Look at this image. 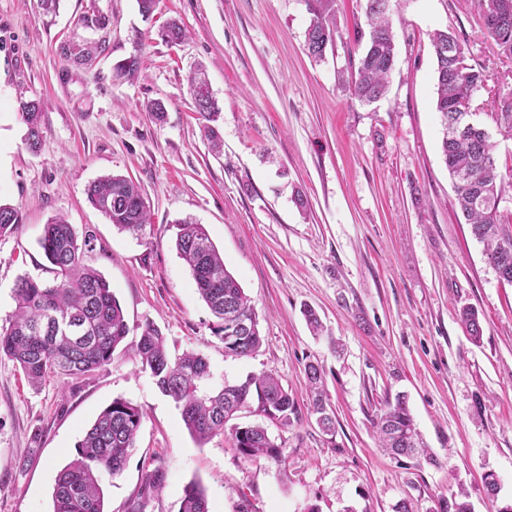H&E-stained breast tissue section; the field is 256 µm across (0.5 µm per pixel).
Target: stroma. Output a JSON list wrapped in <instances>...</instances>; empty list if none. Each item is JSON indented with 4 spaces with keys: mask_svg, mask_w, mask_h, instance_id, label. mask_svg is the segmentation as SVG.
<instances>
[{
    "mask_svg": "<svg viewBox=\"0 0 512 512\" xmlns=\"http://www.w3.org/2000/svg\"><path fill=\"white\" fill-rule=\"evenodd\" d=\"M367 0H336L334 46L324 60L304 47L305 0H0V202L19 230L0 238V323L15 308L19 276L49 281L39 246L44 224L64 216L92 229L87 257L109 282L130 332L111 364L80 380L31 386L0 358V512H50L58 472L85 430L114 399L144 413L119 478L102 475L107 512H127L145 473L163 466L165 486L144 512H180L198 483L209 512H435L439 497L466 491L473 512H512V284L488 265L459 217L440 149L430 36L453 31L468 64L485 66L476 120L512 185V132L496 122L512 98V60L498 57L477 0H389L396 64L386 94L366 106L350 75L368 32ZM98 13L107 25L85 26ZM187 37H158L169 20ZM95 46L84 65L63 44ZM131 81L113 67L133 53ZM206 70L218 101L222 154L210 149L187 77ZM43 104L39 151L25 144L20 99ZM165 106L163 120L149 102ZM123 174L151 209L145 237L119 231L87 201L89 182ZM303 194L306 209L295 204ZM204 225L250 298L264 338L249 357L228 355L175 247L176 226ZM323 323L313 335L302 310ZM478 310L472 341L459 320ZM155 324L171 356L206 358L211 386L273 372L299 418L264 416L283 458L246 461L229 434L197 444L175 402L141 370L133 349ZM322 366L336 433L310 413L307 362ZM405 395L427 455L393 458L376 423L386 400ZM500 491L488 499L485 474Z\"/></svg>",
    "mask_w": 512,
    "mask_h": 512,
    "instance_id": "35a3bbf8",
    "label": "stroma"
}]
</instances>
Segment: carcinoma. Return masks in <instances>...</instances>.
Listing matches in <instances>:
<instances>
[{"label":"carcinoma","instance_id":"carcinoma-1","mask_svg":"<svg viewBox=\"0 0 512 512\" xmlns=\"http://www.w3.org/2000/svg\"><path fill=\"white\" fill-rule=\"evenodd\" d=\"M388 0H369L368 44L359 57L351 80L352 95L370 104L383 96L395 62L394 35L387 17ZM508 0H478L482 26L496 43L498 54L512 59V6ZM335 0H306L313 20L305 33V50L315 60L325 58L333 47ZM167 44L186 37L176 20L158 32ZM437 66L436 108L443 126L442 156L453 180L460 211L469 224L472 237L484 246L489 266L499 279L512 283V214L500 211L506 191L493 156L488 130L473 120V113L460 112L463 104L485 86L488 74L481 66L466 63L464 48L455 34L436 31L430 36ZM141 56L133 54L118 62L114 74L130 78L140 70ZM188 83L196 111L204 121L205 137L212 151H221L217 121L218 104L205 74L196 71ZM27 144L36 150L43 129L38 101L22 103ZM87 199L111 224L122 231L142 236L151 224V215L141 192L132 179L108 175L89 184ZM21 224L19 211L0 204V238L15 233ZM95 235L89 229L78 234L63 217L44 225L39 245L52 265L55 278L45 283L21 276L14 287L16 308L8 325L0 327V357L11 360L28 382L37 387L51 375L79 379L110 364L114 353L129 334L123 309L105 278L85 263L93 250ZM176 249L188 264L195 286L212 315L214 328L224 348L237 357L258 352L263 344L256 312L234 275L225 267L206 230L200 224H177ZM471 338L479 340L482 325L478 312L464 308L459 313ZM248 322L246 330L238 324ZM141 369L156 379L158 387L180 407L185 427L200 444L212 436L228 432L243 459L279 461L283 447L269 441L265 427L236 423L243 412H276L274 419L289 425L299 419L294 398L269 372L251 374L239 385L209 387L207 360L197 352L169 357L165 338L152 323L142 327L135 348ZM309 385L315 393L311 414L327 435L335 434V416L323 398L324 376L321 366H305ZM142 410L123 399H115L86 430L78 444L76 457L58 473L52 494V512H105L100 473L117 477L135 447L141 427ZM380 447L391 455H403L406 448L423 447L406 398L398 395L387 401L377 422ZM165 472L157 466L145 473L137 500L130 512H141V502L164 487ZM180 512H209L206 496L196 483L187 485ZM437 512H472L466 495L442 498Z\"/></svg>","mask_w":512,"mask_h":512}]
</instances>
